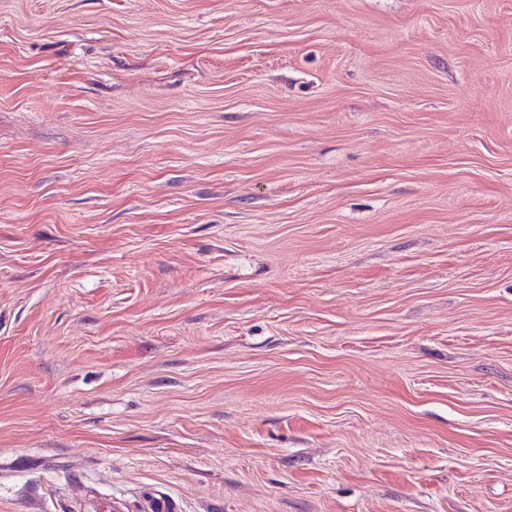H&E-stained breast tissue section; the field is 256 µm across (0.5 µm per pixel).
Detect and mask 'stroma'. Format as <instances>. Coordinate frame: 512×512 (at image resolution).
<instances>
[{
  "mask_svg": "<svg viewBox=\"0 0 512 512\" xmlns=\"http://www.w3.org/2000/svg\"><path fill=\"white\" fill-rule=\"evenodd\" d=\"M512 512V0H0V512Z\"/></svg>",
  "mask_w": 512,
  "mask_h": 512,
  "instance_id": "35a3bbf8",
  "label": "stroma"
}]
</instances>
